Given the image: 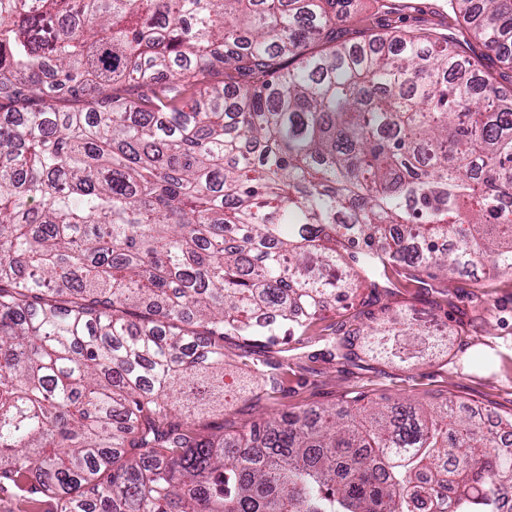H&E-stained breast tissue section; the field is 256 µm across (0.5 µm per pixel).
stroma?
<instances>
[{
    "label": "stroma",
    "instance_id": "1",
    "mask_svg": "<svg viewBox=\"0 0 512 512\" xmlns=\"http://www.w3.org/2000/svg\"><path fill=\"white\" fill-rule=\"evenodd\" d=\"M395 13L381 15L372 0H351L338 23L340 40L356 41L369 32L385 34L429 29L455 38L464 33L448 24L445 0H397ZM395 283L393 295L360 289L350 309L322 311L311 335L289 344L290 359L276 348L254 342L244 349L241 338L224 340V394L232 396L243 376L241 355L278 366L283 391L274 402L284 410L306 404L332 403L347 392L368 399L409 396L419 400L448 397L484 414L512 412V272L452 275L419 284L406 280L397 268L387 270ZM406 309L409 316L440 318L455 335L447 352L415 367L363 359L339 363L323 355L317 336H332L338 325L365 327L369 315L383 303Z\"/></svg>",
    "mask_w": 512,
    "mask_h": 512
}]
</instances>
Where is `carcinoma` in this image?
<instances>
[{
	"mask_svg": "<svg viewBox=\"0 0 512 512\" xmlns=\"http://www.w3.org/2000/svg\"><path fill=\"white\" fill-rule=\"evenodd\" d=\"M348 0H0V485L56 512H512V413L451 400L193 423L224 338L359 289L512 271V0L336 43ZM443 345L385 305L328 353ZM262 392H280L246 359Z\"/></svg>",
	"mask_w": 512,
	"mask_h": 512,
	"instance_id": "cac0c4a2",
	"label": "carcinoma"
}]
</instances>
